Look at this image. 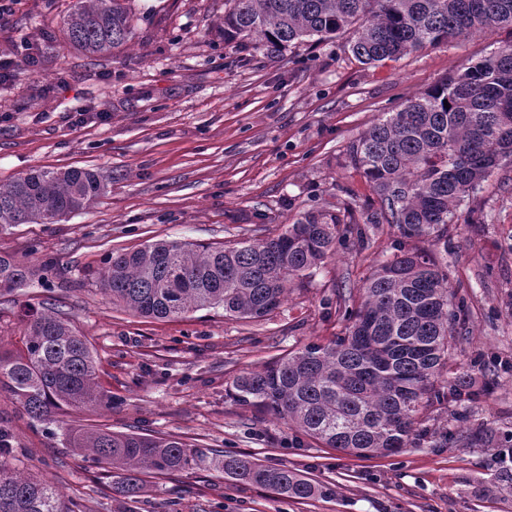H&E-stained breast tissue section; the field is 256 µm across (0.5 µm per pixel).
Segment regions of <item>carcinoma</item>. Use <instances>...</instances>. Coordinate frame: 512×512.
Masks as SVG:
<instances>
[{"label":"carcinoma","instance_id":"cac0c4a2","mask_svg":"<svg viewBox=\"0 0 512 512\" xmlns=\"http://www.w3.org/2000/svg\"><path fill=\"white\" fill-rule=\"evenodd\" d=\"M224 42L259 38L267 50L350 34L363 64L396 61L450 39L512 26V0H230ZM68 40L90 58L124 43L131 29L125 0H77L65 22ZM449 107H444V104ZM348 158L372 187L378 207L364 221L345 222L318 210L303 214L258 242L204 246L161 240L107 259L102 290L142 317L167 319L201 309L253 320L278 309L288 289L305 285L336 245L362 243L381 224L399 235L391 256L363 284L337 291L349 321L344 335L310 343L245 372L232 382L236 403L269 413L322 445L358 456L393 452L419 431L434 404L466 406L489 398L495 369L474 389L457 376L443 379L448 337L465 326V300L448 286V225L457 209L500 163L512 158V44L462 73L447 77L377 119L356 138ZM104 184L87 169L33 170L0 184V227L54 224L91 206ZM440 248L431 252L421 244ZM42 279L24 259L0 255V292ZM87 338L49 309L28 315L23 348L0 351V392L34 422L62 410L112 407L96 382ZM65 448L117 470L120 492L134 500L142 474L193 470L204 455L175 436L72 427ZM448 443L465 448H512V432L470 430ZM8 424H0V512H84L53 486L24 479L13 467ZM224 474L307 501L328 496L295 469L247 457L221 461Z\"/></svg>","mask_w":512,"mask_h":512}]
</instances>
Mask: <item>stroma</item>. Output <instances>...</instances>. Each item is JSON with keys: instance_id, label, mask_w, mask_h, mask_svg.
<instances>
[{"instance_id": "1", "label": "stroma", "mask_w": 512, "mask_h": 512, "mask_svg": "<svg viewBox=\"0 0 512 512\" xmlns=\"http://www.w3.org/2000/svg\"><path fill=\"white\" fill-rule=\"evenodd\" d=\"M76 2L17 0L0 29V53L26 40L52 45L38 72L15 68L0 90V183L76 167L95 171L105 190L57 223L0 228V254L47 268L46 285L0 295V346L20 347L26 306L55 308L94 347L98 383L114 399L109 409L60 414V426L174 435L206 461L146 475L132 503L116 490L110 465L61 447L1 395L19 474L57 487L84 512H512V467L492 448L446 447L448 407L433 412L423 439L357 457L298 442L282 421L231 395L236 376L344 334L336 290L362 284L393 252L388 225L338 248L258 320L220 310L144 318L100 287L116 251L159 240L263 239L316 209L361 217L376 196L349 165V145L383 113L512 42V27L373 66L352 56L344 36L276 54L255 38L225 42L218 28L227 0H127V41L92 59L66 38ZM102 108L104 120L96 116ZM77 112L88 115L79 125L71 120ZM458 213L448 230L449 285L465 296L467 321L448 368L480 386L475 361H505L493 397L472 405L471 425L512 430V160ZM225 456L297 469L333 495L297 502L237 482L218 465Z\"/></svg>"}]
</instances>
